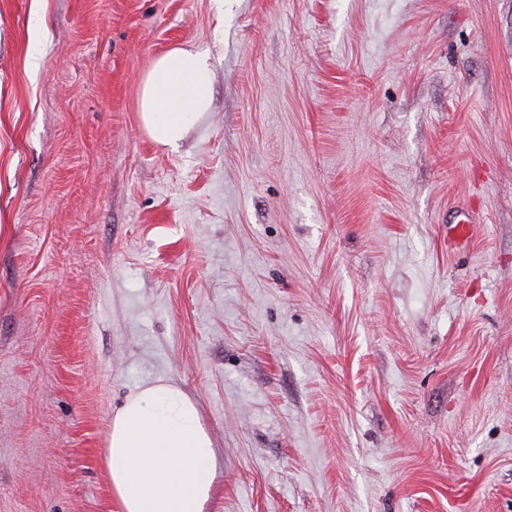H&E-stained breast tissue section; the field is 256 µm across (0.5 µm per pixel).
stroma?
Listing matches in <instances>:
<instances>
[{
	"instance_id": "obj_1",
	"label": "stroma",
	"mask_w": 512,
	"mask_h": 512,
	"mask_svg": "<svg viewBox=\"0 0 512 512\" xmlns=\"http://www.w3.org/2000/svg\"><path fill=\"white\" fill-rule=\"evenodd\" d=\"M174 46L213 102L170 151ZM157 378L212 512H512V0H0V512H119ZM213 99L207 52L173 47L159 55L140 88L142 125L159 146L177 150Z\"/></svg>"
}]
</instances>
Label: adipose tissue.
Listing matches in <instances>:
<instances>
[{
    "mask_svg": "<svg viewBox=\"0 0 512 512\" xmlns=\"http://www.w3.org/2000/svg\"><path fill=\"white\" fill-rule=\"evenodd\" d=\"M212 99L208 53L173 47L142 81L140 119L156 144L174 151ZM102 463L120 512H209L211 437L197 403L169 382L137 388L113 412Z\"/></svg>",
    "mask_w": 512,
    "mask_h": 512,
    "instance_id": "adipose-tissue-1",
    "label": "adipose tissue"
}]
</instances>
